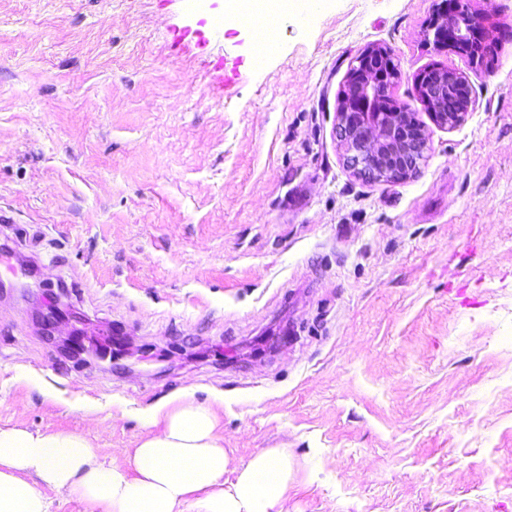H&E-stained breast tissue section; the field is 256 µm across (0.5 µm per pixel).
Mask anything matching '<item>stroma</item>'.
Returning <instances> with one entry per match:
<instances>
[{
    "mask_svg": "<svg viewBox=\"0 0 512 512\" xmlns=\"http://www.w3.org/2000/svg\"><path fill=\"white\" fill-rule=\"evenodd\" d=\"M436 4L293 7L263 52L247 0H0V427L121 464L190 391L232 470L288 450L283 512H512V40L472 70ZM371 44L429 140L398 183L336 135ZM470 85L469 77L465 74L453 70L427 69L416 77L414 91L417 98L433 111L435 120L452 129L461 124L474 108L471 91H462L464 88L468 90ZM454 95L463 97L460 112H448V99Z\"/></svg>",
    "mask_w": 512,
    "mask_h": 512,
    "instance_id": "obj_1",
    "label": "stroma"
}]
</instances>
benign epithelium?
I'll list each match as a JSON object with an SVG mask.
<instances>
[{
	"mask_svg": "<svg viewBox=\"0 0 512 512\" xmlns=\"http://www.w3.org/2000/svg\"><path fill=\"white\" fill-rule=\"evenodd\" d=\"M487 14L474 11L470 0H445L429 23L436 47H451L478 66L489 51L483 28ZM390 55L382 48H368L352 62L349 82L339 98L336 133L345 150L347 167L356 175L392 183L420 169L427 146L426 133L394 104L391 87L397 69L380 68ZM469 77L459 72L427 69L414 81L418 99L433 111L442 126L461 124L474 108Z\"/></svg>",
	"mask_w": 512,
	"mask_h": 512,
	"instance_id": "obj_1",
	"label": "benign epithelium"
}]
</instances>
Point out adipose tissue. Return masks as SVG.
<instances>
[{"mask_svg":"<svg viewBox=\"0 0 512 512\" xmlns=\"http://www.w3.org/2000/svg\"><path fill=\"white\" fill-rule=\"evenodd\" d=\"M124 465L80 433L0 428V512H48L45 489L67 492L92 512H283L295 476L287 449L270 448L230 468L212 406L184 392L157 405ZM235 479L225 482L227 470Z\"/></svg>","mask_w":512,"mask_h":512,"instance_id":"obj_1","label":"adipose tissue"}]
</instances>
